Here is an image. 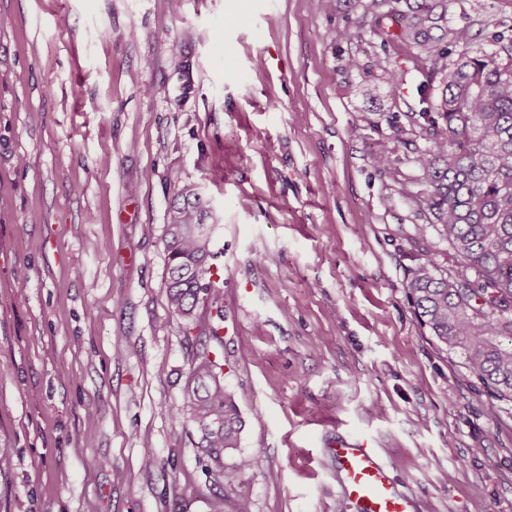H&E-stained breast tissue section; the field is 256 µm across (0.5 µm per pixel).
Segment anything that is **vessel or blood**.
<instances>
[{"label": "vessel or blood", "mask_w": 512, "mask_h": 512, "mask_svg": "<svg viewBox=\"0 0 512 512\" xmlns=\"http://www.w3.org/2000/svg\"><path fill=\"white\" fill-rule=\"evenodd\" d=\"M345 498L357 512H420L418 502L399 492L381 457L348 441L329 449Z\"/></svg>", "instance_id": "obj_1"}]
</instances>
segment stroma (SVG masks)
<instances>
[{
	"label": "stroma",
	"instance_id": "stroma-1",
	"mask_svg": "<svg viewBox=\"0 0 512 512\" xmlns=\"http://www.w3.org/2000/svg\"><path fill=\"white\" fill-rule=\"evenodd\" d=\"M362 4L0 0V512H355L344 439L423 512H512V400L408 291L425 257L460 268L419 202L423 67ZM449 12L512 27V0ZM183 183L218 218L224 317L196 313L244 420L218 461L180 410L210 341L167 311Z\"/></svg>",
	"mask_w": 512,
	"mask_h": 512
}]
</instances>
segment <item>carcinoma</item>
I'll list each match as a JSON object with an SVG mask.
<instances>
[{
    "label": "carcinoma",
    "mask_w": 512,
    "mask_h": 512,
    "mask_svg": "<svg viewBox=\"0 0 512 512\" xmlns=\"http://www.w3.org/2000/svg\"><path fill=\"white\" fill-rule=\"evenodd\" d=\"M452 0H365L368 14L394 4L401 25L381 31L382 43L412 49L427 66L420 93L429 145L415 162L423 172L421 202L442 225L460 263L474 278L446 274L425 260L409 283L423 323L499 398L512 399V36H488L493 49L474 47L469 28L449 17ZM167 224L169 310L191 326L206 300L224 319V289L212 280L208 259L213 225L198 189L183 186ZM199 447L219 459L239 445L242 419L224 391L221 365L207 349L190 364L186 389ZM257 464L251 456L220 472L226 487Z\"/></svg>",
    "instance_id": "obj_1"
}]
</instances>
